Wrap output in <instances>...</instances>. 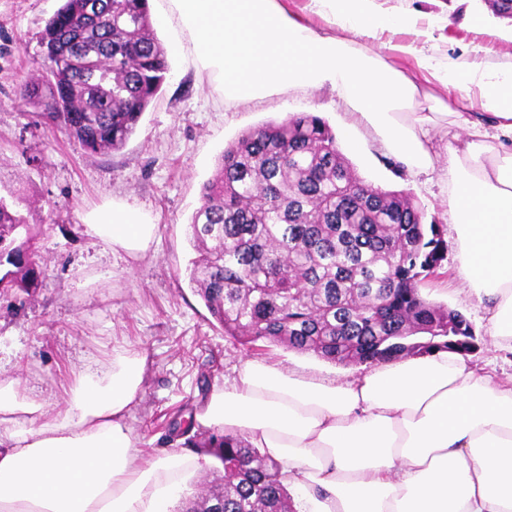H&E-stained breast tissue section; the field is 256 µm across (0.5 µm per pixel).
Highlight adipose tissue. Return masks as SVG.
<instances>
[{
  "label": "adipose tissue",
  "instance_id": "ef3b65f1",
  "mask_svg": "<svg viewBox=\"0 0 512 512\" xmlns=\"http://www.w3.org/2000/svg\"><path fill=\"white\" fill-rule=\"evenodd\" d=\"M195 60L225 98L328 84L379 128L409 169L430 168L429 132L443 101L420 81L457 86L484 110L451 124L468 134L448 147L457 259L485 302L495 344L512 351V64L457 62L433 45L437 19L375 0H310L326 29L288 0H170ZM405 30L409 42L370 54L361 41ZM413 58L410 78L392 54ZM102 241L141 251L155 227L129 206L98 211ZM146 358L117 355L111 375L77 374L68 409L48 416L20 379L0 384V512H169L203 458L179 448L147 460L127 423ZM280 462L294 512H512V384L436 350L381 364L345 382L245 360L237 378L195 415Z\"/></svg>",
  "mask_w": 512,
  "mask_h": 512
}]
</instances>
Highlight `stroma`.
<instances>
[{
  "mask_svg": "<svg viewBox=\"0 0 512 512\" xmlns=\"http://www.w3.org/2000/svg\"><path fill=\"white\" fill-rule=\"evenodd\" d=\"M60 4L0 0V195L30 201L28 220L38 232L42 268L40 284L24 304L0 302V380L22 376L26 394L53 413L65 409L73 373L101 377L117 352L142 353L143 394L128 423L142 448L156 456L183 446L184 437L170 433V422L195 415L215 389L232 382L244 360L340 382L367 372L365 363L335 364L268 342L250 350L225 336L189 282L196 252L188 225L201 204V188L225 147L243 133L309 112L328 123L361 180L410 193L427 220L447 225L446 147L458 128L433 131L432 168L411 171L335 89L227 100L186 51L169 55L162 90L125 146L92 153L19 100L23 81L43 72V33ZM386 6L439 16L436 46L450 59L476 47L484 62H512V21L493 15L484 0H386ZM112 204L137 208L155 224L145 251L89 233V215ZM445 239L440 273L422 280L420 293L460 311L470 323L480 344L466 357L470 369L511 381L512 352L495 346L483 306L457 270L453 232Z\"/></svg>",
  "mask_w": 512,
  "mask_h": 512,
  "instance_id": "35a3bbf8",
  "label": "stroma"
}]
</instances>
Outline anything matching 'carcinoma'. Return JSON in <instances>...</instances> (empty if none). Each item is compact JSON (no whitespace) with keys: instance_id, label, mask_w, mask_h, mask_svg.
I'll return each instance as SVG.
<instances>
[{"instance_id":"cac0c4a2","label":"carcinoma","mask_w":512,"mask_h":512,"mask_svg":"<svg viewBox=\"0 0 512 512\" xmlns=\"http://www.w3.org/2000/svg\"><path fill=\"white\" fill-rule=\"evenodd\" d=\"M63 0L46 24L48 77L21 86L23 103L91 153L122 148L161 90L169 64L148 0ZM79 44L83 52L76 53ZM189 232L191 284L224 335L339 364L451 349L467 323L425 300L443 225L425 223L411 195L366 185L320 117L301 112L242 134L201 190ZM33 225L0 197V297L37 287ZM219 463L218 483L181 512H292L281 465L242 438L193 443Z\"/></svg>"}]
</instances>
